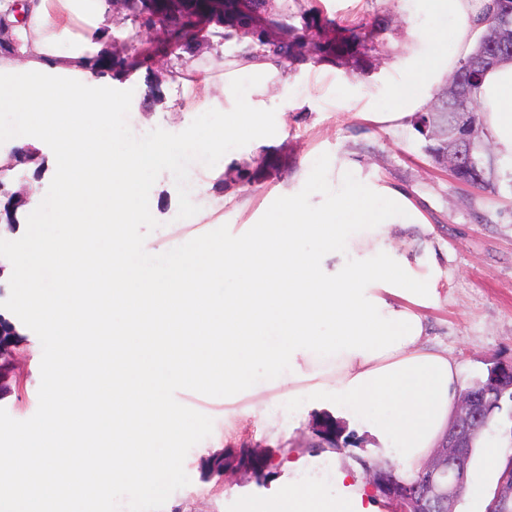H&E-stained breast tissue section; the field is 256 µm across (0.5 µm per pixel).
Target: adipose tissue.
<instances>
[{
    "label": "adipose tissue",
    "mask_w": 512,
    "mask_h": 512,
    "mask_svg": "<svg viewBox=\"0 0 512 512\" xmlns=\"http://www.w3.org/2000/svg\"><path fill=\"white\" fill-rule=\"evenodd\" d=\"M14 2L0 0V16L20 37L15 52L0 53V111L14 115L9 127H0V141L35 149L42 136L52 137L56 154L71 166L59 177L50 210L35 221L52 224L67 213L79 224L68 240L37 241L20 282L34 290L29 310L68 345L70 362L96 355L93 345L70 346L77 331L111 337L113 349L111 370L83 383L76 416L61 418L71 396L50 390L52 432L20 436L5 489L18 512H47V486L68 512H84L105 470L139 486L165 476L187 425L166 402L167 386L217 376L225 388H245L257 363L266 366L269 381L287 383L289 395L309 382L311 396L357 430L401 448L404 474H417L454 414L459 369L447 352L422 346V310L436 295L434 282L385 243L384 227L419 221L406 192L390 187L378 198L345 189L320 211L290 196L277 218L250 236L206 241L170 274H145L134 261L137 243L124 234L135 221L130 192L143 169L170 165L180 146L159 142L116 154L101 136L107 117L123 104L112 94L111 77L94 71L73 28L80 21L106 23L103 0H22L17 13ZM420 3L452 25L427 33L433 50L401 86L389 115L396 122L422 108L425 89L470 54L495 6V0ZM59 31L73 35L68 51L56 48ZM478 98L486 139L499 160L512 162V60L484 74ZM244 110L249 120L213 131L206 151L236 138L266 143L265 102L247 99ZM303 238L319 241L320 252L298 251ZM353 249L364 251L363 263L325 273L322 252ZM223 276L235 288L209 303L204 285ZM325 322L333 333L322 331ZM61 456L69 458L68 469L56 467ZM337 479L348 491L328 509L319 487L288 485L295 512H379L357 470L338 472Z\"/></svg>",
    "instance_id": "1"
}]
</instances>
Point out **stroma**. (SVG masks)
<instances>
[{
    "mask_svg": "<svg viewBox=\"0 0 512 512\" xmlns=\"http://www.w3.org/2000/svg\"><path fill=\"white\" fill-rule=\"evenodd\" d=\"M379 17L385 25L375 44H354L343 61L330 58L289 61L285 77L270 84L265 101L274 141L259 147L240 139L223 152L200 155L211 132L232 120L225 84L246 97L252 83L239 70L242 46L224 40L207 47L208 32L197 36L193 57L210 66L212 102L183 108L182 89L167 76L178 59L157 56L112 87L125 103L104 127L114 150L161 141L182 144L175 168L141 172L130 202L139 212L128 233L138 242L137 265L145 272L170 269L188 243L212 238L232 241L272 221L282 198L302 197L315 210L348 186H397L407 191L423 223L388 230L393 248L406 253L414 271L435 282L437 301L425 309L424 345L447 351L459 367L461 384L486 378L491 367L512 363V187L499 181L481 190L457 183L424 150L412 124L390 121L399 85L417 55L429 47L420 35L448 28L450 20L423 10L418 0H279L273 38L295 33L330 37L329 22L358 25ZM88 40L114 55L135 54L150 43L136 30L123 0L113 4L107 37L84 31ZM69 224L24 225L8 231L0 220V263L29 258L35 239L61 238ZM0 316L23 334L16 347L1 352L9 389L0 400V455L18 436L49 429L46 394L55 381L59 347L45 326L24 310L15 285L0 279ZM263 366H256L249 404L223 409L228 392L220 379L204 389L212 407L186 413L189 424L180 451L170 463L162 494L113 483L107 499L88 512H290L284 489L304 482L318 461L348 467L357 458L400 463L399 449L375 451L369 436H353L336 456L315 433L329 415L322 402L303 396L269 395ZM302 457L288 466L289 452ZM498 473L475 454L467 488L456 512H485Z\"/></svg>",
    "mask_w": 512,
    "mask_h": 512,
    "instance_id": "obj_1",
    "label": "stroma"
}]
</instances>
